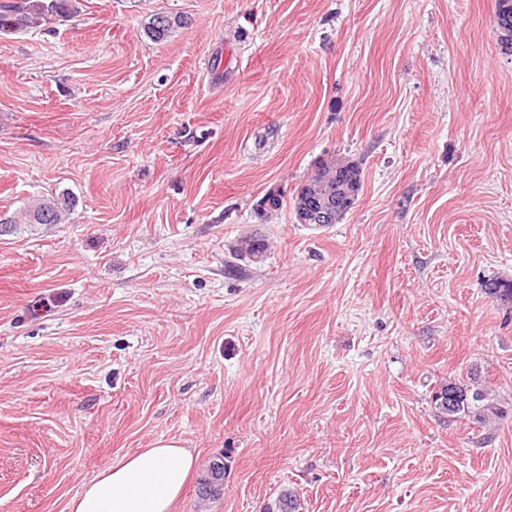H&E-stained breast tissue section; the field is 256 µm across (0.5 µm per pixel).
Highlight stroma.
Instances as JSON below:
<instances>
[{
	"label": "stroma",
	"instance_id": "35a3bbf8",
	"mask_svg": "<svg viewBox=\"0 0 512 512\" xmlns=\"http://www.w3.org/2000/svg\"><path fill=\"white\" fill-rule=\"evenodd\" d=\"M158 13L185 20L160 43ZM495 13L80 0L0 35V512H65L162 439L197 456L175 512H512V303L485 291L512 281ZM334 158L362 190L314 230L294 191ZM63 194L66 223H11ZM249 236L263 257L237 259ZM472 370L502 419L436 410Z\"/></svg>",
	"mask_w": 512,
	"mask_h": 512
}]
</instances>
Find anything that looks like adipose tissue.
I'll list each match as a JSON object with an SVG mask.
<instances>
[{
  "label": "adipose tissue",
  "instance_id": "1",
  "mask_svg": "<svg viewBox=\"0 0 512 512\" xmlns=\"http://www.w3.org/2000/svg\"><path fill=\"white\" fill-rule=\"evenodd\" d=\"M196 462L177 441H157L101 469L70 499L67 512H173Z\"/></svg>",
  "mask_w": 512,
  "mask_h": 512
}]
</instances>
